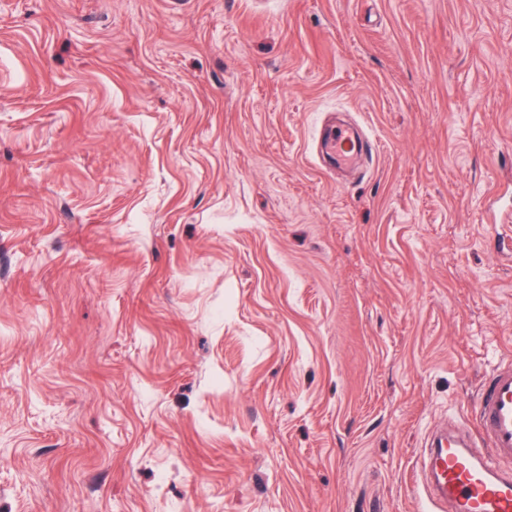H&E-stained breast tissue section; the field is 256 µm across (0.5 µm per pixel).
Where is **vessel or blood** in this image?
Here are the masks:
<instances>
[{
	"mask_svg": "<svg viewBox=\"0 0 512 512\" xmlns=\"http://www.w3.org/2000/svg\"><path fill=\"white\" fill-rule=\"evenodd\" d=\"M337 157L357 161L360 137L339 127ZM417 491L429 512H512V366L493 370L477 393L468 429L442 427L425 440Z\"/></svg>",
	"mask_w": 512,
	"mask_h": 512,
	"instance_id": "obj_1",
	"label": "vessel or blood"
}]
</instances>
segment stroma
Wrapping results in <instances>:
<instances>
[{"label": "stroma", "instance_id": "1", "mask_svg": "<svg viewBox=\"0 0 512 512\" xmlns=\"http://www.w3.org/2000/svg\"><path fill=\"white\" fill-rule=\"evenodd\" d=\"M510 206L512 0H0V512H421ZM332 145L336 146V156L344 163L359 159L363 150L360 137L344 127H336L331 134Z\"/></svg>", "mask_w": 512, "mask_h": 512}]
</instances>
